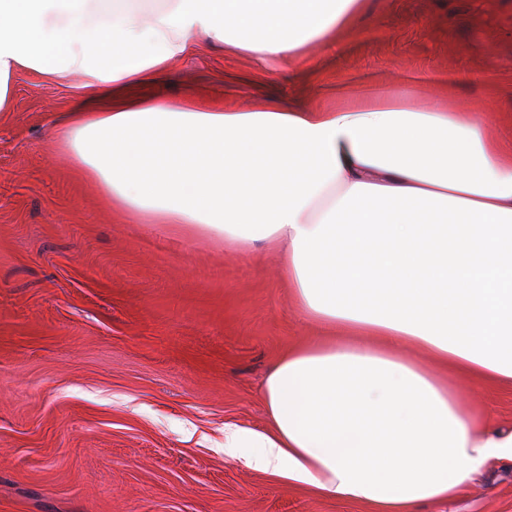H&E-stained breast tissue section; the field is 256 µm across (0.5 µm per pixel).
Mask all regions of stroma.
Returning <instances> with one entry per match:
<instances>
[{"instance_id": "obj_1", "label": "stroma", "mask_w": 512, "mask_h": 512, "mask_svg": "<svg viewBox=\"0 0 512 512\" xmlns=\"http://www.w3.org/2000/svg\"><path fill=\"white\" fill-rule=\"evenodd\" d=\"M406 79L413 109L511 125L512 0H368L300 67L195 36L143 93L333 107ZM82 83L21 74L0 112V512H369L225 452V426L267 429L275 363L325 333L263 243L123 221L52 129ZM418 512H512V461Z\"/></svg>"}]
</instances>
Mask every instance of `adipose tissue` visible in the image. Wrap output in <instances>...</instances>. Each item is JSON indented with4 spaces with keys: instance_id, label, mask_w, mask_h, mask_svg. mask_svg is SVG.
I'll use <instances>...</instances> for the list:
<instances>
[{
    "instance_id": "adipose-tissue-1",
    "label": "adipose tissue",
    "mask_w": 512,
    "mask_h": 512,
    "mask_svg": "<svg viewBox=\"0 0 512 512\" xmlns=\"http://www.w3.org/2000/svg\"><path fill=\"white\" fill-rule=\"evenodd\" d=\"M364 0H0V112L23 72L84 78L54 124L73 162L133 222L183 224L278 251L325 339L267 377L265 431L228 428L249 464L372 512L450 500L512 460V428L460 379L512 385V132L478 112L409 110V88L355 107L174 109L132 90L193 34L294 61ZM426 350L432 366L406 356Z\"/></svg>"
}]
</instances>
